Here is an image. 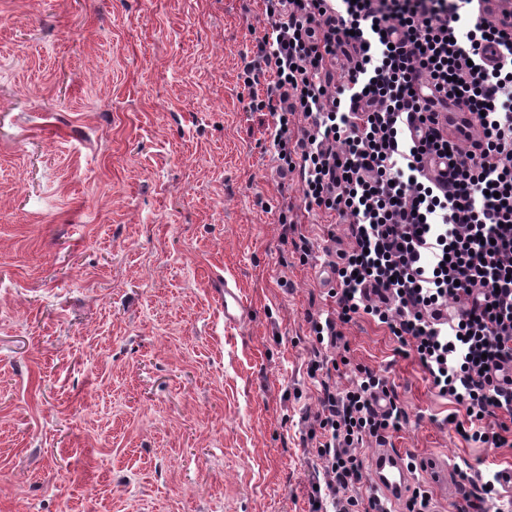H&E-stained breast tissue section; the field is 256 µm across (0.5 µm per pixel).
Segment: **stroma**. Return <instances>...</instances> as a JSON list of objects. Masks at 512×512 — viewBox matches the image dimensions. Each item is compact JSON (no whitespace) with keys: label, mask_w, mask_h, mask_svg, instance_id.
I'll return each mask as SVG.
<instances>
[{"label":"stroma","mask_w":512,"mask_h":512,"mask_svg":"<svg viewBox=\"0 0 512 512\" xmlns=\"http://www.w3.org/2000/svg\"><path fill=\"white\" fill-rule=\"evenodd\" d=\"M266 24L259 0H0V512H308L327 287L279 219L327 222L245 109ZM339 330L337 389L374 369L408 413L392 447L512 466L397 341ZM246 309L237 289L224 284V321L227 324H237L246 318Z\"/></svg>","instance_id":"obj_1"}]
</instances>
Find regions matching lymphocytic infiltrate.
I'll use <instances>...</instances> for the list:
<instances>
[{"mask_svg": "<svg viewBox=\"0 0 512 512\" xmlns=\"http://www.w3.org/2000/svg\"><path fill=\"white\" fill-rule=\"evenodd\" d=\"M268 25L243 68L248 108L274 118L280 173L306 209L347 224L324 247L336 285L309 315L319 408L308 432L324 467L311 512H393L360 485L369 445L406 412L387 379L323 377L337 323L368 319L415 354L445 422L470 444L512 446V9L476 0H262ZM342 82H334L336 69ZM475 119L478 152L448 138L449 110ZM305 124L293 136L296 117ZM494 512H512L501 471L465 466Z\"/></svg>", "mask_w": 512, "mask_h": 512, "instance_id": "f902f5d3", "label": "lymphocytic infiltrate"}]
</instances>
